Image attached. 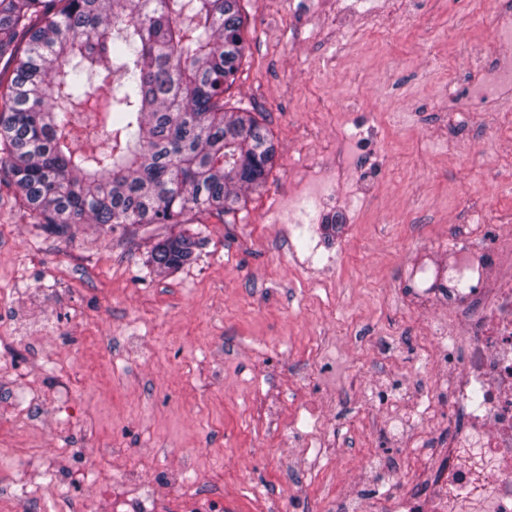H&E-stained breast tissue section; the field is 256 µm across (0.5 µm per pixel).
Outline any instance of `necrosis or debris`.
<instances>
[{"label":"necrosis or debris","mask_w":512,"mask_h":512,"mask_svg":"<svg viewBox=\"0 0 512 512\" xmlns=\"http://www.w3.org/2000/svg\"><path fill=\"white\" fill-rule=\"evenodd\" d=\"M506 248L508 231L481 263L466 253L448 272L447 299L466 312L451 334L467 343L440 348L435 362L448 416L462 425L448 429L429 492L392 499L390 512H512V275L497 272Z\"/></svg>","instance_id":"4bbe7bcc"}]
</instances>
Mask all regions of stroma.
<instances>
[{
	"label": "stroma",
	"instance_id": "stroma-1",
	"mask_svg": "<svg viewBox=\"0 0 512 512\" xmlns=\"http://www.w3.org/2000/svg\"><path fill=\"white\" fill-rule=\"evenodd\" d=\"M249 55L229 94L260 113L277 148L236 214L58 237L0 184V336H36L0 369V512H336L361 487L422 485L448 436L445 405L394 437L395 409L430 391L448 305L404 275L457 261L462 227L481 260L512 228V84L476 88L512 42L503 0H246ZM473 110L470 125L454 115ZM378 141L366 146L365 123ZM346 168L329 194L306 170ZM195 260L157 274L167 235ZM392 333L380 352L369 333ZM33 390L19 417L13 391ZM278 406L259 419L261 398ZM405 455L395 474L369 468ZM193 485L200 498H184ZM197 246L194 236L183 233L166 236L153 245L149 263L156 273L166 274L193 261Z\"/></svg>",
	"mask_w": 512,
	"mask_h": 512
}]
</instances>
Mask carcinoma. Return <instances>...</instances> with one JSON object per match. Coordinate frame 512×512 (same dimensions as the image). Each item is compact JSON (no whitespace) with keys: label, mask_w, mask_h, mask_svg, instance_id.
<instances>
[{"label":"carcinoma","mask_w":512,"mask_h":512,"mask_svg":"<svg viewBox=\"0 0 512 512\" xmlns=\"http://www.w3.org/2000/svg\"><path fill=\"white\" fill-rule=\"evenodd\" d=\"M241 0H0V183L35 223L182 224L228 215L276 159L254 113L224 107L248 55ZM198 241L158 240V274Z\"/></svg>","instance_id":"obj_1"}]
</instances>
